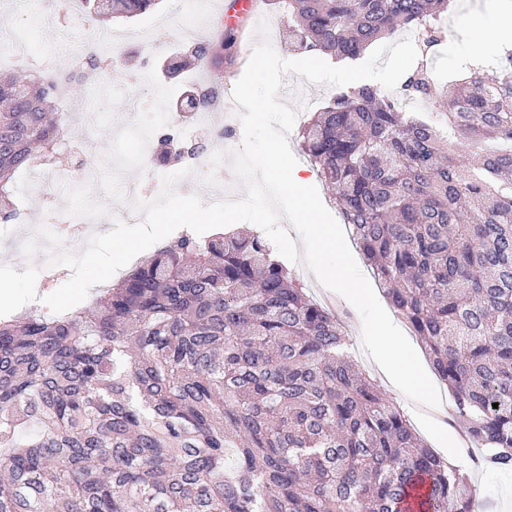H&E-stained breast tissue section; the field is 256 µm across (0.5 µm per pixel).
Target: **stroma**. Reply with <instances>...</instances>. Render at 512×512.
<instances>
[{"label": "stroma", "instance_id": "stroma-1", "mask_svg": "<svg viewBox=\"0 0 512 512\" xmlns=\"http://www.w3.org/2000/svg\"><path fill=\"white\" fill-rule=\"evenodd\" d=\"M26 0H0V20L17 19L21 28V43L35 59L52 60L56 69L71 70L87 43L96 37V28L84 13L67 9V0H39L37 8L25 9ZM227 0H212L207 13L196 15L194 24L199 37L210 43L221 38L234 37V46L216 59L215 68L224 70L232 79H239L248 63L256 38L254 29L260 19L269 23V41L277 54L284 59L300 58V51L290 45L288 0H256L252 12L237 14L233 23L216 22V14L222 13ZM499 0H456L450 19L454 32L446 36L431 60L437 81L447 80L455 74L456 66L464 59L469 46L497 38V4ZM183 0H160L155 11L132 19H116L112 22V43L125 49L135 58L140 69V89L145 98L155 100L156 107L138 113L133 124L113 125L112 115L128 91V74L124 62L112 66V81L108 84L86 83L82 100H66L62 103L69 125L68 147L61 155L64 166H79L97 175L96 198L108 204L121 221H128L134 211L130 206L133 193L124 191V183L142 180H158L156 171L144 163L146 152L154 150L151 139H135L133 127L152 126L162 132L166 123L155 122L154 112L180 113L187 111L183 97L187 85L201 79V72L187 69L179 76L176 88L167 99H159L158 89L166 75V60L179 38L176 32L159 28L162 18L181 13ZM62 13L69 29L68 41H61L58 31L44 25L43 12ZM478 13L484 23L478 27L465 25L464 17ZM62 179L53 170L34 169L24 173L17 187V197L24 213V224H0V263L14 265L23 270L25 259L16 252L15 240L22 234L24 225L43 223L46 212L57 213L65 205L60 188ZM291 271L299 277L310 296L320 304H334L346 331L348 352L354 362L372 377L381 391L393 398L420 437L446 460L467 472L479 491L483 512H512V471H487L474 466V449L469 448L463 435L465 425L452 417L453 397L447 386H440L443 409L448 418L444 430H437L427 415L418 413L410 401L386 376L383 370L361 347L362 321L358 311L338 293L321 286L314 275L303 265L291 264Z\"/></svg>", "mask_w": 512, "mask_h": 512}]
</instances>
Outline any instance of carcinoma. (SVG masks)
I'll list each match as a JSON object with an SVG mask.
<instances>
[{
  "label": "carcinoma",
  "instance_id": "1",
  "mask_svg": "<svg viewBox=\"0 0 512 512\" xmlns=\"http://www.w3.org/2000/svg\"><path fill=\"white\" fill-rule=\"evenodd\" d=\"M159 0H77L105 29ZM450 0H288L296 47L355 59L398 30L402 84L336 93L301 124L304 153L391 307L451 390L467 442L512 470V45L434 95L429 56ZM224 50L184 56L206 70ZM119 50L87 46L98 68ZM53 69L0 76V223L19 175L63 138ZM216 108L222 91L195 89ZM472 159L463 163L454 140ZM156 157L197 147L157 135ZM259 235L187 231L94 301L0 318V512H474L468 474L422 444L347 355L336 316ZM498 408H493V404Z\"/></svg>",
  "mask_w": 512,
  "mask_h": 512
}]
</instances>
